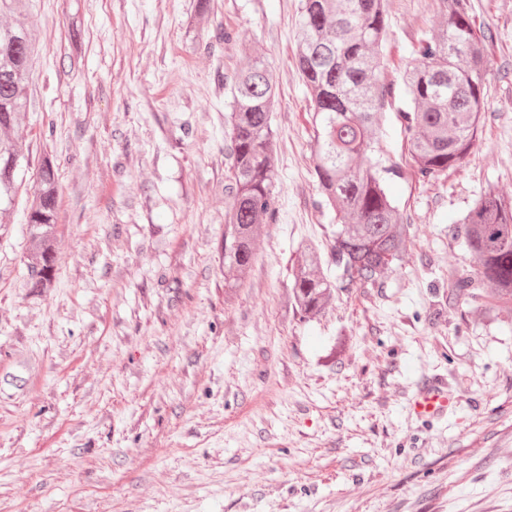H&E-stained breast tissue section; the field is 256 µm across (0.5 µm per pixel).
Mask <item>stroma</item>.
<instances>
[{
    "instance_id": "obj_1",
    "label": "stroma",
    "mask_w": 512,
    "mask_h": 512,
    "mask_svg": "<svg viewBox=\"0 0 512 512\" xmlns=\"http://www.w3.org/2000/svg\"><path fill=\"white\" fill-rule=\"evenodd\" d=\"M210 4L190 33L198 0H26L42 38L18 136L30 164L55 149L61 189L49 287L29 282L24 200L0 226V512H512V331L451 294L473 275L459 219L487 189L512 196V0H467L493 33L485 110L465 162L429 182L396 111L438 2L387 0L379 147L402 170L407 250L310 322L291 259L328 252L337 218L294 65L302 0ZM245 43L279 89L277 219L228 300L224 117ZM433 374L457 409L415 419Z\"/></svg>"
}]
</instances>
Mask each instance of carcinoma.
<instances>
[{"mask_svg":"<svg viewBox=\"0 0 512 512\" xmlns=\"http://www.w3.org/2000/svg\"><path fill=\"white\" fill-rule=\"evenodd\" d=\"M23 0H0V214L10 210L25 183L28 159L12 136L28 109L29 75L39 33L23 20ZM443 22L414 47L415 65L405 76L410 104L398 112L412 166L425 181L462 164L477 141L488 68L490 30L476 29L465 0H438ZM296 68L312 96L314 175L338 217L328 260L311 248L296 251L291 298L304 319L332 304L336 290L375 284L403 258L408 225L388 192L386 180L399 174L372 153L393 86L381 79L382 41L387 31L385 0H303ZM244 65L231 77L233 101L225 124L232 176L224 224V287H238L253 256L261 221L273 222L275 131L271 114L278 89L264 57L242 49ZM57 156L45 152L35 174L27 224L36 262L31 287L46 288L54 271L58 221ZM473 263L474 276L455 282L487 321H512V196L484 192L456 227ZM336 267V279L321 274Z\"/></svg>","mask_w":512,"mask_h":512,"instance_id":"1","label":"carcinoma"}]
</instances>
